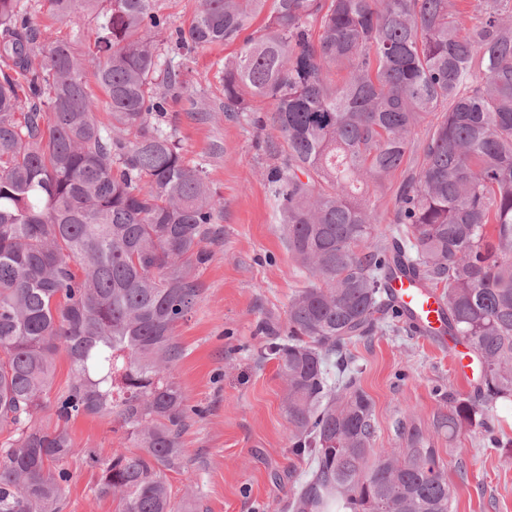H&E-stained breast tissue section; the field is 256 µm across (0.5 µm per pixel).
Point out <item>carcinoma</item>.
<instances>
[{
	"instance_id": "1",
	"label": "carcinoma",
	"mask_w": 512,
	"mask_h": 512,
	"mask_svg": "<svg viewBox=\"0 0 512 512\" xmlns=\"http://www.w3.org/2000/svg\"><path fill=\"white\" fill-rule=\"evenodd\" d=\"M75 2L47 5L65 20ZM98 2L82 0L108 125L70 42L26 0H0V512H62L79 415L113 418L130 443L90 456L94 495L118 512H185L166 479L184 468L192 412L171 375L174 332L224 201L160 121V87L183 81L163 66L156 0ZM263 13L224 60V111H250L247 95L271 105L284 163L267 183L312 278L276 347L289 441L310 460L288 508L451 512L438 449L412 417L396 423L405 447L374 454L350 346L403 321L388 283L408 273L481 365L436 430L486 432L493 404L512 401V0H202L174 44H232ZM369 184L393 188L389 243L374 241ZM61 352L70 379L54 394ZM47 407L52 426L37 420Z\"/></svg>"
}]
</instances>
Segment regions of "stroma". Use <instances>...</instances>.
I'll list each match as a JSON object with an SVG mask.
<instances>
[{
    "label": "stroma",
    "mask_w": 512,
    "mask_h": 512,
    "mask_svg": "<svg viewBox=\"0 0 512 512\" xmlns=\"http://www.w3.org/2000/svg\"><path fill=\"white\" fill-rule=\"evenodd\" d=\"M32 20L70 39L88 56L92 16L77 9L60 21L46 9ZM232 45L191 54L173 43L161 47L163 62L181 70L184 87L167 94V121L175 129L190 166L202 170L212 191L224 199V214L204 244L208 259L197 272L201 296L176 329L183 357L172 367L184 388L191 415L183 436L185 470L168 473L175 502L191 512H285L288 497L308 471L294 455L283 410L285 382L272 347L288 341L290 300L310 283L288 250V232L266 175L283 163L282 140L267 126L270 106L253 112L224 109V60ZM208 115L191 111V100ZM358 380L371 398L377 422L376 448H399L394 422L414 413L445 463L454 494L452 512H512V402H498L492 436L436 432L434 417L448 409V393L472 392L460 377L452 346H439L407 331L385 327L352 345ZM76 452L68 463L63 512H116L117 503L97 497V472L84 462L86 449L100 457L127 444L108 418L80 416L69 425ZM467 481L455 475L458 457Z\"/></svg>",
    "instance_id": "35a3bbf8"
}]
</instances>
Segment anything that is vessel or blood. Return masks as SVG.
Segmentation results:
<instances>
[{
    "label": "vessel or blood",
    "instance_id": "vessel-or-blood-1",
    "mask_svg": "<svg viewBox=\"0 0 512 512\" xmlns=\"http://www.w3.org/2000/svg\"><path fill=\"white\" fill-rule=\"evenodd\" d=\"M394 302L406 319L424 339L438 343L445 340V315L435 295L421 292L407 277H398L389 284Z\"/></svg>",
    "mask_w": 512,
    "mask_h": 512
}]
</instances>
